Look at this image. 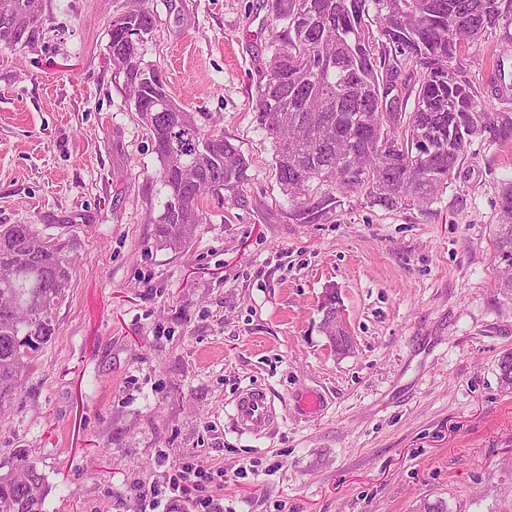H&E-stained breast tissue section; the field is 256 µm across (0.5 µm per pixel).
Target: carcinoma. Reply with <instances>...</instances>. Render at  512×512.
Returning a JSON list of instances; mask_svg holds the SVG:
<instances>
[{"label":"carcinoma","instance_id":"1","mask_svg":"<svg viewBox=\"0 0 512 512\" xmlns=\"http://www.w3.org/2000/svg\"><path fill=\"white\" fill-rule=\"evenodd\" d=\"M32 0H13L3 16L5 43L38 27ZM270 56L256 84L255 119L273 146L276 180L291 202L288 221L318 224L360 194L385 208L424 207L455 179L467 146L482 137L512 143V112H490L488 91L512 83L504 65L488 84L469 75L470 45L512 25V0H275ZM155 18L145 7L112 18L108 59L132 92L146 130L145 150L160 169V246L179 250L205 223L207 194L235 196L249 161L224 133L207 130L167 91L161 70L140 62L139 45ZM414 97L407 117L399 112ZM169 110L146 111V98ZM495 225L499 306H512V179L501 185ZM75 238L46 236L33 224L0 225V419L9 416L51 342L57 311L75 275ZM336 288L326 289L321 327L336 335ZM0 512H42L47 491L38 459L20 448L0 463Z\"/></svg>","mask_w":512,"mask_h":512}]
</instances>
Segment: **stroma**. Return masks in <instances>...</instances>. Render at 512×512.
Instances as JSON below:
<instances>
[{
    "label": "stroma",
    "mask_w": 512,
    "mask_h": 512,
    "mask_svg": "<svg viewBox=\"0 0 512 512\" xmlns=\"http://www.w3.org/2000/svg\"><path fill=\"white\" fill-rule=\"evenodd\" d=\"M272 4L146 0L142 63L250 161L243 191L206 197L178 251L148 222L160 164L107 60L133 0H40L36 31L0 42V224L78 240L56 333L0 420V460L39 459L43 512H512L498 368L512 310L494 303L489 231L512 144L473 138L427 210L350 195L324 223H289L253 104ZM332 286L343 355L320 328ZM248 386L280 413L267 435L235 426ZM308 391L320 411L300 410ZM185 466L207 480L174 488Z\"/></svg>",
    "instance_id": "35a3bbf8"
}]
</instances>
